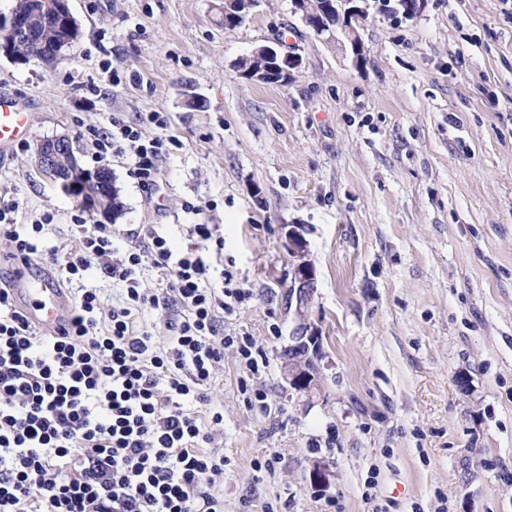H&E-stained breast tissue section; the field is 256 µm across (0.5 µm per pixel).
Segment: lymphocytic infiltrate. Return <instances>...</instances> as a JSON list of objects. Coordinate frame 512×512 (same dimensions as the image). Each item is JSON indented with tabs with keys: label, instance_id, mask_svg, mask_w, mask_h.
Instances as JSON below:
<instances>
[{
	"label": "lymphocytic infiltrate",
	"instance_id": "1",
	"mask_svg": "<svg viewBox=\"0 0 512 512\" xmlns=\"http://www.w3.org/2000/svg\"><path fill=\"white\" fill-rule=\"evenodd\" d=\"M150 121L151 136L136 124L90 134L99 158L128 154L133 177L153 194L172 140L162 113ZM11 213L0 207L11 260L59 265L69 281L94 268L123 294L108 308L96 289H83L54 336L0 285V512H224L215 492L224 458L211 448L224 415L207 402L225 346L237 344L248 360L254 343L226 336L217 316L242 292L209 285L203 247L224 246L216 225H190L194 244L178 257L152 232L117 252L110 228L80 216L82 246L62 256L42 246L51 215L17 224ZM147 263L163 290L142 288ZM148 309L171 311L165 341L140 323Z\"/></svg>",
	"mask_w": 512,
	"mask_h": 512
}]
</instances>
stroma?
<instances>
[{
    "label": "stroma",
    "instance_id": "stroma-1",
    "mask_svg": "<svg viewBox=\"0 0 512 512\" xmlns=\"http://www.w3.org/2000/svg\"><path fill=\"white\" fill-rule=\"evenodd\" d=\"M419 2L407 19L366 0L359 65L291 0H256L233 29L224 0H68L81 35L65 59L0 58V96L32 114L0 158V206L17 203L20 224L52 214L45 246H81L78 203L34 167L59 136L111 170L123 209L87 221L111 223L116 248L150 229L179 254L201 222L224 238L210 285L228 275L246 293L224 333L266 360L250 373L225 346L214 378L224 512H512V0ZM274 43L300 73L244 76L239 60ZM152 112L178 142L153 198L126 155L98 164L87 134ZM292 228L315 269L312 391L281 358Z\"/></svg>",
    "mask_w": 512,
    "mask_h": 512
}]
</instances>
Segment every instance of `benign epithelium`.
Listing matches in <instances>:
<instances>
[{
    "label": "benign epithelium",
    "mask_w": 512,
    "mask_h": 512,
    "mask_svg": "<svg viewBox=\"0 0 512 512\" xmlns=\"http://www.w3.org/2000/svg\"><path fill=\"white\" fill-rule=\"evenodd\" d=\"M337 3L340 4L338 11L335 10ZM337 3L334 0H292L293 12L300 16L306 27L324 36L328 42H334L342 47L350 45L352 52L355 53L360 48L357 26L364 20L365 10L356 5V0H339ZM253 5V0H224V13L245 19ZM333 11L336 12L337 23L336 28L330 29L324 24V20L327 14ZM55 12L57 26L69 34L73 33L77 23L64 0L58 4ZM36 23V13L23 6L19 0L8 15L0 14V56L18 64L39 59L43 46L34 38ZM19 41L28 45L25 56L14 51V45ZM250 55L265 60L267 68L249 73L250 77L263 83L278 80V76L283 72L293 77L302 64L300 56L284 53L274 45H259L250 52ZM68 145L70 142L63 137L41 142L36 148L35 165L49 171L50 180L63 192L67 193L78 187L83 190V196L87 197V201L94 203L95 190L108 180V176L92 177L75 163L67 166L64 171L60 170L62 153ZM288 252L293 258L291 293L295 297L296 325L292 341L295 346H304L312 342V337L317 335L315 328L306 321V311L315 288V270L306 259V242L300 234H288ZM284 369L288 381L292 382L298 376L308 373L312 378L311 388L318 386V368L310 360L309 355L304 354L288 360L284 363Z\"/></svg>",
    "instance_id": "7a95c632"
}]
</instances>
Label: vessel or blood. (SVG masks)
Here are the masks:
<instances>
[{"mask_svg": "<svg viewBox=\"0 0 512 512\" xmlns=\"http://www.w3.org/2000/svg\"><path fill=\"white\" fill-rule=\"evenodd\" d=\"M32 114L16 100L0 96V155L30 134ZM16 298L24 314L46 334L59 330L60 312L69 305L63 289L48 274H31L26 264H16L12 271Z\"/></svg>", "mask_w": 512, "mask_h": 512, "instance_id": "obj_1", "label": "vessel or blood"}]
</instances>
